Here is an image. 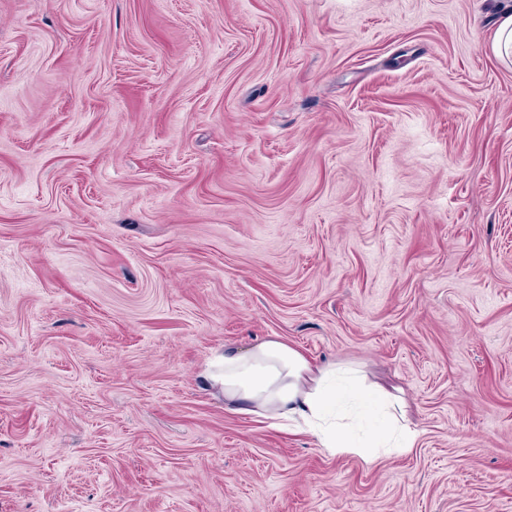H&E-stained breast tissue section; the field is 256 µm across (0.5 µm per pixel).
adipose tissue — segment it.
Wrapping results in <instances>:
<instances>
[{
	"label": "adipose tissue",
	"mask_w": 512,
	"mask_h": 512,
	"mask_svg": "<svg viewBox=\"0 0 512 512\" xmlns=\"http://www.w3.org/2000/svg\"><path fill=\"white\" fill-rule=\"evenodd\" d=\"M210 379L230 411L295 424L333 455H401L418 437L406 404L389 391L366 386L353 368L316 364L278 339L225 351Z\"/></svg>",
	"instance_id": "adipose-tissue-1"
}]
</instances>
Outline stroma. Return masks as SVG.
<instances>
[{
  "instance_id": "obj_1",
  "label": "stroma",
  "mask_w": 512,
  "mask_h": 512,
  "mask_svg": "<svg viewBox=\"0 0 512 512\" xmlns=\"http://www.w3.org/2000/svg\"><path fill=\"white\" fill-rule=\"evenodd\" d=\"M512 0H0V512H512ZM279 337L404 455L224 405ZM485 49L497 62L512 63V13L502 15L499 19L493 38Z\"/></svg>"
}]
</instances>
